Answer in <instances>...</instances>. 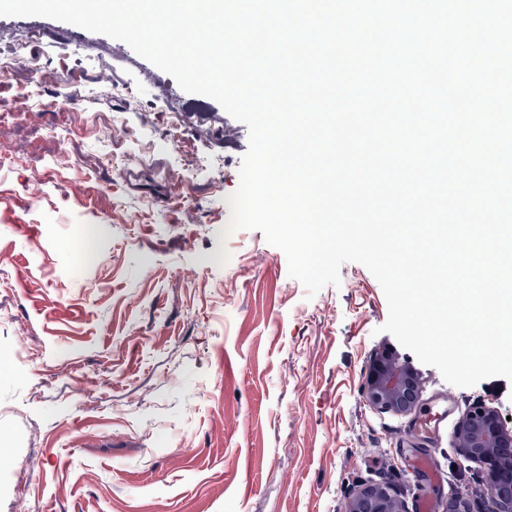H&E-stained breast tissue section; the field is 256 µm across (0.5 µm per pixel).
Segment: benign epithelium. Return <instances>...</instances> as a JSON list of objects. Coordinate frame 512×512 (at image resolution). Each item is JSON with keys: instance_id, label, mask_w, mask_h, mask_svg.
<instances>
[{"instance_id": "benign-epithelium-1", "label": "benign epithelium", "mask_w": 512, "mask_h": 512, "mask_svg": "<svg viewBox=\"0 0 512 512\" xmlns=\"http://www.w3.org/2000/svg\"><path fill=\"white\" fill-rule=\"evenodd\" d=\"M363 394L381 411L410 413L419 394L417 376L397 358L381 353L371 360ZM457 452L479 464L487 476L497 512H512V499L497 495L498 480L512 476V429L502 424L497 412L478 405L463 415L454 433ZM343 512H405L403 502L389 484H365L343 506Z\"/></svg>"}]
</instances>
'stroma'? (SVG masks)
<instances>
[{
    "instance_id": "35a3bbf8",
    "label": "stroma",
    "mask_w": 512,
    "mask_h": 512,
    "mask_svg": "<svg viewBox=\"0 0 512 512\" xmlns=\"http://www.w3.org/2000/svg\"><path fill=\"white\" fill-rule=\"evenodd\" d=\"M18 44L0 76V512H339L382 480L415 512L425 451L439 512L460 494L493 512L453 432L479 402L512 428V381L459 388L421 363L383 332L363 265L310 296L261 231H228L249 133L215 100L65 22L0 16V50ZM386 349L418 408L448 400L432 443L363 396Z\"/></svg>"
}]
</instances>
